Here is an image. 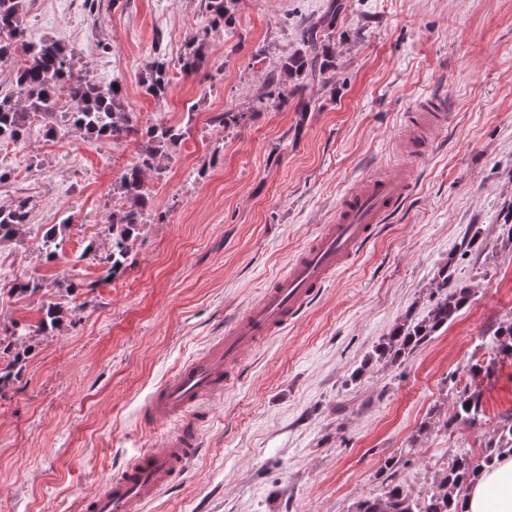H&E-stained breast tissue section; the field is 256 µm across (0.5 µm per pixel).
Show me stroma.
Wrapping results in <instances>:
<instances>
[{
	"label": "stroma",
	"instance_id": "stroma-1",
	"mask_svg": "<svg viewBox=\"0 0 512 512\" xmlns=\"http://www.w3.org/2000/svg\"><path fill=\"white\" fill-rule=\"evenodd\" d=\"M330 0H237L231 25L212 27L202 0H31L29 40L76 53L77 69L121 80L141 124H176L182 140L145 188L158 215L133 243L118 279L79 261L107 251L112 188L139 162L134 139L45 137L32 127L0 205L23 196L29 221L0 244V338L37 326L40 306L70 311L31 342L21 376L0 400V512H73L139 451L161 447L173 422L152 423L151 394L207 350L257 301L346 193L375 172L408 175L396 219L323 288L295 322L243 360L234 385L209 402L203 451L146 512H351L381 493L388 459L420 493L457 452L481 459L499 415L512 411V358L483 334L512 321V0H343L332 81L296 99L262 98L268 71L300 46L305 21ZM207 63L183 76L192 39ZM170 64L166 98L144 95L155 56ZM443 97L448 125L431 152L402 157L407 118ZM232 112L227 129L215 115ZM59 250L45 259L43 234ZM478 252L458 256L465 234ZM453 261L471 299L446 330L390 365L376 345L406 316L423 315L437 272ZM43 285L16 299L18 279ZM485 373L472 375L473 365ZM482 394L484 419L454 420L463 388Z\"/></svg>",
	"mask_w": 512,
	"mask_h": 512
}]
</instances>
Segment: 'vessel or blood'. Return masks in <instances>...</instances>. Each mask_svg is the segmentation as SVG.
Here are the masks:
<instances>
[{
    "mask_svg": "<svg viewBox=\"0 0 512 512\" xmlns=\"http://www.w3.org/2000/svg\"><path fill=\"white\" fill-rule=\"evenodd\" d=\"M410 188L408 182L377 177L346 194L335 223L323 227L204 356L184 364L153 393L148 403L152 419L183 421L167 444L134 456L112 481L81 496L77 512H144L157 492L174 485L198 452L196 422L205 417L207 400L229 384L232 368L246 352L299 317L336 272L372 239L377 225L398 208Z\"/></svg>",
    "mask_w": 512,
    "mask_h": 512,
    "instance_id": "vessel-or-blood-1",
    "label": "vessel or blood"
}]
</instances>
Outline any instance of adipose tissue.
<instances>
[{
	"instance_id": "obj_1",
	"label": "adipose tissue",
	"mask_w": 512,
	"mask_h": 512,
	"mask_svg": "<svg viewBox=\"0 0 512 512\" xmlns=\"http://www.w3.org/2000/svg\"><path fill=\"white\" fill-rule=\"evenodd\" d=\"M462 512H512V456L486 467L460 500Z\"/></svg>"
}]
</instances>
